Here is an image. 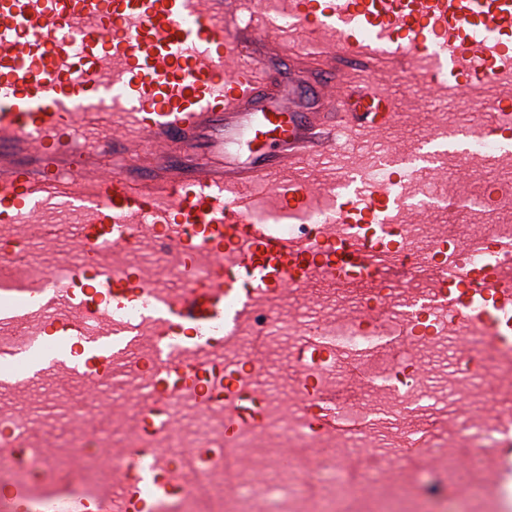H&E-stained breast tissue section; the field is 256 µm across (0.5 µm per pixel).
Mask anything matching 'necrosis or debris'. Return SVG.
Listing matches in <instances>:
<instances>
[{
  "instance_id": "necrosis-or-debris-1",
  "label": "necrosis or debris",
  "mask_w": 512,
  "mask_h": 512,
  "mask_svg": "<svg viewBox=\"0 0 512 512\" xmlns=\"http://www.w3.org/2000/svg\"><path fill=\"white\" fill-rule=\"evenodd\" d=\"M124 267L141 268L150 280L172 287L171 264L166 252H144L128 247ZM321 308L320 321L341 339L365 353L358 365L362 380H352L346 363L306 371L297 358L302 337H267L265 356L285 362L278 372L274 392L269 395L263 421L229 431L223 405L204 407L175 392L166 400L170 427L160 432L156 443L169 456L184 448H223L226 457L237 460L236 489L224 488L223 477H215L207 488L214 512H512V485L494 487L491 469L502 465L499 424L494 411L512 412V369L499 361L487 336L470 331L462 352L464 359L482 365L479 373L460 369L449 379L465 411L447 407L434 411L433 393L421 378L405 386H380L389 372L394 354L419 360L446 346L441 336H401L397 348L375 346L370 330L360 322L365 303L349 289L323 282L305 292ZM288 305L261 302L254 324L242 328L224 345V359L234 362L252 353L255 329L284 322ZM336 390L341 413L364 420L363 428L340 435L313 431L308 425V400L303 394L306 376ZM137 373L124 372L122 379L102 378L94 389L77 387L68 398L62 415L45 419L58 448L56 467L82 473L81 489L96 492L104 481L90 445L128 448L138 436V420L148 404ZM122 402L113 412L112 426L81 436L73 427L99 419L104 406ZM434 435L428 454L431 466L412 465L400 448L422 432ZM383 441V454L364 459L362 481H352L344 463L357 448ZM285 444L299 449L301 457L289 468L268 464L270 448Z\"/></svg>"
}]
</instances>
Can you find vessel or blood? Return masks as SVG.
Segmentation results:
<instances>
[{
    "label": "vessel or blood",
    "instance_id": "1",
    "mask_svg": "<svg viewBox=\"0 0 512 512\" xmlns=\"http://www.w3.org/2000/svg\"><path fill=\"white\" fill-rule=\"evenodd\" d=\"M394 75L495 109L440 115L401 145L412 115L396 109ZM477 166L512 172V0H280L274 18L260 0H0V247L19 270L0 279V388L18 361L31 386L78 376L91 388L157 338L124 476L75 492L32 427L0 438V455L37 451L47 465L1 488L0 512H137L143 493L159 501L232 471L220 451L170 459L155 435L174 391L226 402L234 427L255 415L257 371L248 359L225 371L223 342L261 296L330 280L391 295L389 335L475 328L511 349L512 235L447 231L470 211L512 225V181L478 207L463 190ZM426 194L443 227L424 283L412 257ZM134 236L175 258L177 286L113 274ZM32 238L78 258L60 276L30 272ZM302 334L304 366L351 355L326 329ZM311 393L320 432L354 427L328 390Z\"/></svg>",
    "mask_w": 512,
    "mask_h": 512
}]
</instances>
